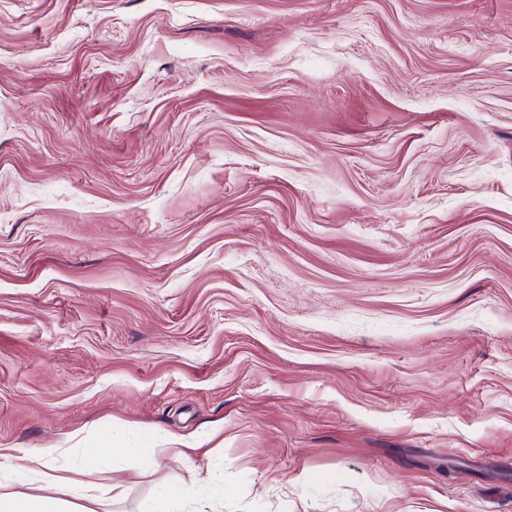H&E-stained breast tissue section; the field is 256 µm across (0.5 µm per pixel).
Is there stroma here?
<instances>
[{
	"label": "stroma",
	"mask_w": 512,
	"mask_h": 512,
	"mask_svg": "<svg viewBox=\"0 0 512 512\" xmlns=\"http://www.w3.org/2000/svg\"><path fill=\"white\" fill-rule=\"evenodd\" d=\"M0 448L512 512V0H0Z\"/></svg>",
	"instance_id": "1"
}]
</instances>
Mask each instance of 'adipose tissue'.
I'll use <instances>...</instances> for the list:
<instances>
[{
  "label": "adipose tissue",
  "instance_id": "obj_1",
  "mask_svg": "<svg viewBox=\"0 0 512 512\" xmlns=\"http://www.w3.org/2000/svg\"><path fill=\"white\" fill-rule=\"evenodd\" d=\"M0 471L13 474V489L0 488V512H92L101 488L90 481L93 467L57 466L46 454L16 456L0 451Z\"/></svg>",
  "mask_w": 512,
  "mask_h": 512
}]
</instances>
